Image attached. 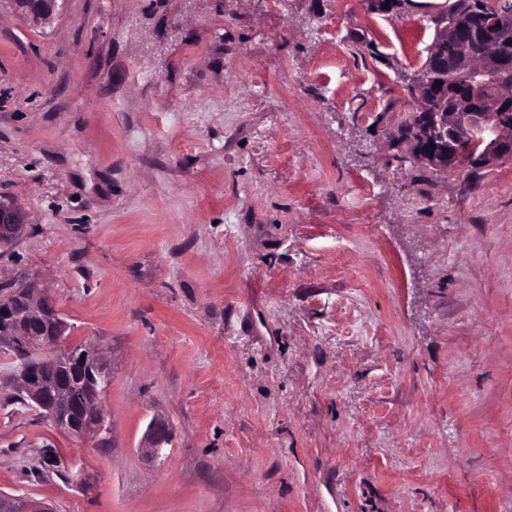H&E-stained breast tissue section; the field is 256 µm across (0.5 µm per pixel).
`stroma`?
Segmentation results:
<instances>
[{
    "instance_id": "stroma-1",
    "label": "stroma",
    "mask_w": 512,
    "mask_h": 512,
    "mask_svg": "<svg viewBox=\"0 0 512 512\" xmlns=\"http://www.w3.org/2000/svg\"><path fill=\"white\" fill-rule=\"evenodd\" d=\"M448 0L0 6V201L112 381L104 437L19 400L0 493L51 512H512V161L396 143ZM161 416L171 442L142 448ZM64 1L65 0H11L10 2L24 18L35 24L47 25L59 14Z\"/></svg>"
}]
</instances>
